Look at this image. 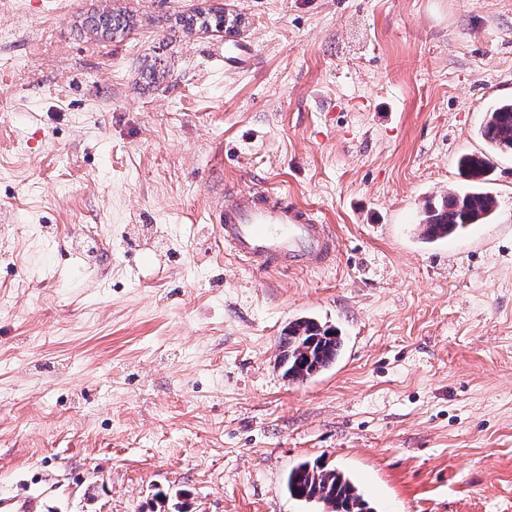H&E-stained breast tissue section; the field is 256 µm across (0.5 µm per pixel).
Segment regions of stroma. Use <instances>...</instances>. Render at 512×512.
I'll return each mask as SVG.
<instances>
[{"label": "stroma", "instance_id": "stroma-1", "mask_svg": "<svg viewBox=\"0 0 512 512\" xmlns=\"http://www.w3.org/2000/svg\"><path fill=\"white\" fill-rule=\"evenodd\" d=\"M0 0V491L45 512H320L299 462L376 512H512V155L490 223L433 245L427 199L512 97V0ZM137 26L102 41L87 13ZM329 224L320 267L256 273L210 225L217 184ZM344 338L305 381L290 321ZM241 16L224 14V9L218 6H209L207 8L206 16L197 24L185 23L183 17L179 18V21L174 19V27L179 28L182 32L192 34L193 31L202 32H216L220 36L223 33L226 35H233L237 32L241 25ZM286 489L293 499L322 505L321 512H373L350 476L318 462L294 466L288 472Z\"/></svg>", "mask_w": 512, "mask_h": 512}]
</instances>
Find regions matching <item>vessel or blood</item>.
<instances>
[{"label": "vessel or blood", "mask_w": 512, "mask_h": 512, "mask_svg": "<svg viewBox=\"0 0 512 512\" xmlns=\"http://www.w3.org/2000/svg\"><path fill=\"white\" fill-rule=\"evenodd\" d=\"M225 245L257 271L324 264L333 248L329 225L285 195L236 189L222 193L210 217Z\"/></svg>", "instance_id": "obj_1"}]
</instances>
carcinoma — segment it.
<instances>
[{
	"label": "carcinoma",
	"instance_id": "carcinoma-1",
	"mask_svg": "<svg viewBox=\"0 0 512 512\" xmlns=\"http://www.w3.org/2000/svg\"><path fill=\"white\" fill-rule=\"evenodd\" d=\"M241 16L225 15L218 6L207 8L197 24L174 21V27L190 34L194 31L233 35ZM488 151L461 156L458 161L465 177L463 185L448 192L422 210L418 226L426 243L452 238L474 224H485L494 216L498 202L486 190L492 171L491 157L512 154V100L497 101L485 115L479 129ZM342 350L338 330L314 318L302 317L288 324L280 337L277 364L291 381L305 380L336 363ZM288 495L306 503L322 505V512H372L362 492L347 474L316 462L294 466L286 479Z\"/></svg>",
	"mask_w": 512,
	"mask_h": 512
}]
</instances>
